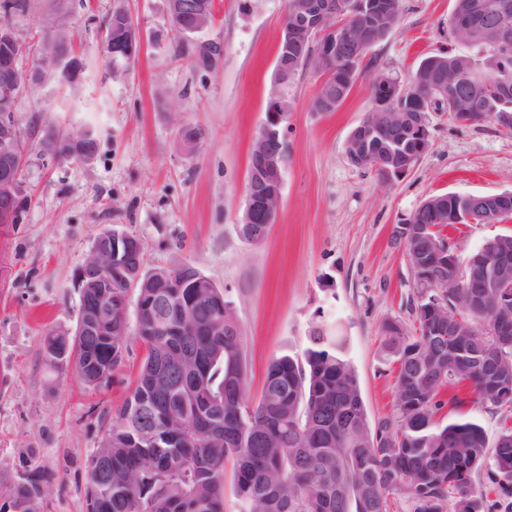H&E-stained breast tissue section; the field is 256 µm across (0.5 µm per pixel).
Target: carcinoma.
Here are the masks:
<instances>
[{
    "label": "carcinoma",
    "mask_w": 512,
    "mask_h": 512,
    "mask_svg": "<svg viewBox=\"0 0 512 512\" xmlns=\"http://www.w3.org/2000/svg\"><path fill=\"white\" fill-rule=\"evenodd\" d=\"M35 0H0V28L34 15ZM124 9L104 23L102 49L108 64L137 54L118 47L130 34ZM40 38L29 45L0 43V60L27 56L48 80L67 74L73 43L71 12L59 7L38 19ZM489 52L492 33L477 27L455 36ZM218 54L217 46L184 42L177 52L193 66ZM465 75L467 56L437 53L417 66L412 91L448 81L440 60ZM492 78L512 88V56ZM453 89L426 107L454 121ZM512 115V96L494 100L480 113L495 121ZM39 155L58 163L87 161L97 151L89 130L72 128L56 138L46 128ZM22 180L0 181V208L19 200ZM121 257L128 266L108 287L81 288L79 320L102 303V295L129 304L127 279L136 275L135 336L146 354L131 389L105 431L100 447L112 457V481L90 459L87 512H224L226 476H231L238 512H387L388 495L405 493L414 512H482L474 478L485 459L484 429L459 414L444 424L435 415L439 395L461 384L475 397L512 408V295L483 288L482 264L491 259L512 270V233L499 234L452 271L430 269L431 281L415 283L418 328L408 334L392 320L382 325V346L397 363L394 413L370 426L358 375L346 354V339L331 334L323 316L310 330L303 357L284 354L269 365L258 404L248 406L244 339L233 303L218 287L192 300L190 288H167L173 271L144 262V245L126 233ZM169 295L164 321L155 313L158 294ZM129 319L117 312L112 324L87 336L49 331L44 351L53 366L74 362L82 384L106 387L124 363ZM182 375L177 385L164 374ZM497 476L512 486V426L499 433L493 451ZM41 479L14 482L0 512H43Z\"/></svg>",
    "instance_id": "carcinoma-1"
}]
</instances>
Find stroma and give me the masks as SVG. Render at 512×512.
Instances as JSON below:
<instances>
[{"label":"stroma","instance_id":"obj_1","mask_svg":"<svg viewBox=\"0 0 512 512\" xmlns=\"http://www.w3.org/2000/svg\"><path fill=\"white\" fill-rule=\"evenodd\" d=\"M70 33L87 67L73 84L49 81L22 96L19 125L30 143L41 128L84 127L98 150L85 162L32 155L22 176L23 220L0 224V503L21 474L40 477L44 512H86L88 460L122 404L145 355L137 339L111 384L88 390L71 368L51 369L42 351L52 329L75 331L79 271L102 232L121 227L142 241L146 264L191 263L233 302L245 343L247 399L257 405L268 363L309 346L315 313L346 338L370 425L394 412L396 368L382 351L385 321L415 333L416 290L396 226L431 196L512 191V137L493 122L463 126L429 115L432 147L395 184L345 155L383 72L408 85L427 55L479 58L450 33L454 0H404L396 29L367 55L343 104L318 112L311 69L287 91L282 204L267 237L242 239L250 145L266 120L286 0H214L207 38L224 44L220 65L199 70L177 58L167 0H67ZM143 31L138 62L104 66L101 26L115 7ZM200 126L187 151L179 124ZM506 224H462L446 235L461 256Z\"/></svg>","mask_w":512,"mask_h":512}]
</instances>
